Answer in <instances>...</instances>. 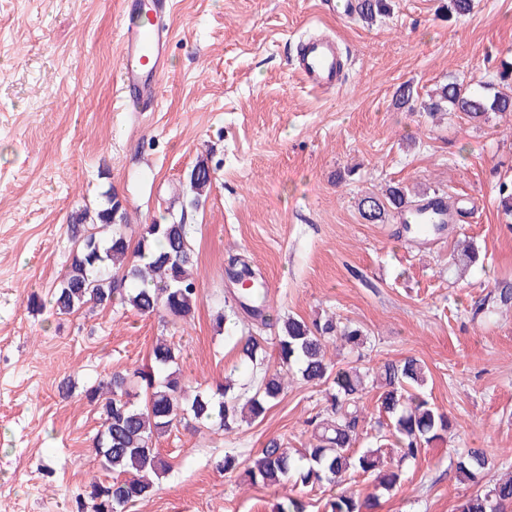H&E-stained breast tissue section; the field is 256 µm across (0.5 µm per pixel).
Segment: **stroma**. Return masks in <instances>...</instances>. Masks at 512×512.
Here are the masks:
<instances>
[{
	"label": "stroma",
	"instance_id": "1",
	"mask_svg": "<svg viewBox=\"0 0 512 512\" xmlns=\"http://www.w3.org/2000/svg\"><path fill=\"white\" fill-rule=\"evenodd\" d=\"M446 0H392L366 25L346 0H175L173 38L156 104L130 112L117 90L118 0H0V512H78L107 477L90 446L102 419L85 391L145 364L158 337L180 351L177 372L207 386L246 381L236 336L274 338L280 318L336 315L368 335L364 363L407 356L429 369L430 400L452 420L447 442L404 464L398 490L374 512H456L477 491L454 463L485 449L512 472V311L474 315L495 279L512 278V226L498 188L512 182V114L474 122L392 103L403 83L426 94L454 77L497 82L512 61V0H475L447 17ZM347 56L340 89L317 94L290 63L315 33ZM213 180L191 206L198 160ZM417 199L448 196L454 219L426 239L397 219L365 221L359 199L386 185ZM115 193L143 225L193 226L200 301L191 320L131 307L58 313L50 304L71 259L72 212ZM482 265L459 271L458 239ZM242 256L265 283L267 324L216 318L234 303L227 268ZM44 306L30 311L31 293ZM326 387L289 379L262 421L232 434L171 430L169 464L128 512H272L301 495L322 512L336 487H252L231 452L253 457L268 438L290 449L326 411Z\"/></svg>",
	"mask_w": 512,
	"mask_h": 512
}]
</instances>
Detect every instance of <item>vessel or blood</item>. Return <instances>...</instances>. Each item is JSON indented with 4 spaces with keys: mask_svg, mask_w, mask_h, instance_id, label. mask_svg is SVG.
Returning <instances> with one entry per match:
<instances>
[{
    "mask_svg": "<svg viewBox=\"0 0 512 512\" xmlns=\"http://www.w3.org/2000/svg\"><path fill=\"white\" fill-rule=\"evenodd\" d=\"M122 4L126 10L146 13L144 22L123 27L119 39L118 92L123 101L139 109L155 101L159 92L167 65L174 0H152L147 8L140 0H122ZM294 71L310 90H336L344 75L342 50L336 39L328 35L308 37L297 53Z\"/></svg>",
    "mask_w": 512,
    "mask_h": 512,
    "instance_id": "b4317fda",
    "label": "vessel or blood"
}]
</instances>
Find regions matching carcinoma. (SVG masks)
Returning <instances> with one entry per match:
<instances>
[{
    "instance_id": "carcinoma-1",
    "label": "carcinoma",
    "mask_w": 512,
    "mask_h": 512,
    "mask_svg": "<svg viewBox=\"0 0 512 512\" xmlns=\"http://www.w3.org/2000/svg\"><path fill=\"white\" fill-rule=\"evenodd\" d=\"M390 0H352L351 14L371 24L390 12ZM394 105L407 112L437 114L461 112L472 120H484L490 112H512V95L496 91L495 85L450 79L421 98L409 83L399 85ZM191 205L202 200L212 183V171L201 160L187 176ZM361 217L384 223L410 208L421 210L406 188L390 185L379 196H366L357 204ZM127 212L117 197L95 213L86 208L70 216L69 231L76 249L71 263L53 293L56 309L70 314L84 306L107 308L128 305L143 315L165 313L187 320L194 313L200 293L190 273L195 251L191 225L183 222L143 225L137 244H131L124 229ZM457 264L475 265L478 251L468 241L454 249ZM238 309L266 324L267 298L257 288L239 292ZM512 308V280L494 284L492 305L481 299L473 315L492 309ZM341 343L363 357L366 337L359 327L334 317L311 323L290 315L276 336V357L266 362L265 339L250 334L238 339L243 362L259 371L254 391L227 380L205 390H188L169 367L179 359V350L164 338L156 341L147 369L132 375L115 372L86 391L87 401L97 406L103 420L92 452L110 481L90 484L91 512H125L153 491L151 477L166 470L167 463L156 448V438L183 422L197 430L206 427L231 434L243 422L262 420L285 389V376L298 373L312 384L329 385L330 415L315 424L304 447L290 452L279 438L266 441L251 460L247 474L256 485L274 487L288 480L304 487L339 484L358 474L375 475V488L388 493L401 485L402 464L420 457L424 450L448 437L452 423L447 413L425 396L427 369L416 358L383 361L376 367L356 364L335 367L328 357L329 345ZM144 387L142 404L132 400L131 378ZM378 388L375 445L355 453L361 422V401L367 381ZM495 467L482 448H470L456 461L462 481L478 484ZM379 495L339 492L325 504V512H371ZM457 512H512V476L500 478L484 490L464 499Z\"/></svg>"
}]
</instances>
